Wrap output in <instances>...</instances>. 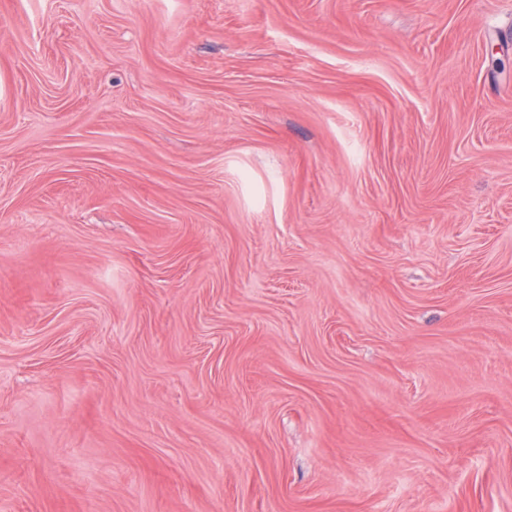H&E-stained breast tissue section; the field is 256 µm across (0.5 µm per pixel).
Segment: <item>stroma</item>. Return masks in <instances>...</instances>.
Returning <instances> with one entry per match:
<instances>
[{
	"label": "stroma",
	"mask_w": 512,
	"mask_h": 512,
	"mask_svg": "<svg viewBox=\"0 0 512 512\" xmlns=\"http://www.w3.org/2000/svg\"><path fill=\"white\" fill-rule=\"evenodd\" d=\"M0 512H512V0H0Z\"/></svg>",
	"instance_id": "stroma-1"
}]
</instances>
